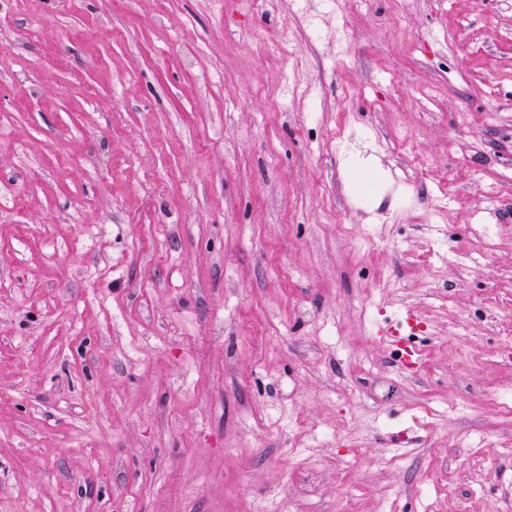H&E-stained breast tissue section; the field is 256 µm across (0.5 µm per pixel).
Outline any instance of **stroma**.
Listing matches in <instances>:
<instances>
[{"label": "stroma", "mask_w": 512, "mask_h": 512, "mask_svg": "<svg viewBox=\"0 0 512 512\" xmlns=\"http://www.w3.org/2000/svg\"><path fill=\"white\" fill-rule=\"evenodd\" d=\"M505 386L512 0H0V512H512ZM419 325L417 315L407 311L405 318L398 321L391 330V336H386L383 344L396 361L405 365L418 363L420 349L411 341L414 329ZM401 332H404L402 335Z\"/></svg>", "instance_id": "35a3bbf8"}]
</instances>
